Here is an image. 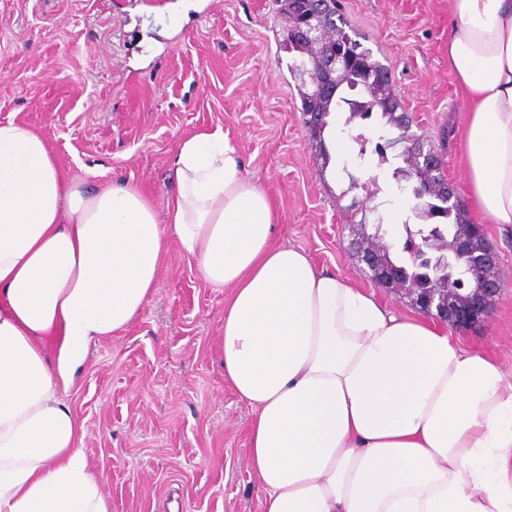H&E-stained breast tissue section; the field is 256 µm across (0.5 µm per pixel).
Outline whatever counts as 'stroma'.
I'll list each match as a JSON object with an SVG mask.
<instances>
[{
    "mask_svg": "<svg viewBox=\"0 0 512 512\" xmlns=\"http://www.w3.org/2000/svg\"><path fill=\"white\" fill-rule=\"evenodd\" d=\"M169 2L0 0V123L43 134L69 177L136 184L160 212L176 193L180 137L223 126L245 178L273 202L277 243L305 249L318 268L413 315L397 294L367 280L337 198L348 163L360 178L376 176L377 216L415 222L414 200L395 192V160L380 163L375 152L378 118L356 122L341 162L323 170L288 70V24L276 0H197L181 15ZM342 4L466 201L448 0ZM483 231L507 286L488 319L450 333L512 374V226ZM229 295L169 244L143 310L123 333L92 346L66 392L111 512H260L246 452L252 413L225 382L217 351Z\"/></svg>",
    "mask_w": 512,
    "mask_h": 512,
    "instance_id": "35a3bbf8",
    "label": "stroma"
}]
</instances>
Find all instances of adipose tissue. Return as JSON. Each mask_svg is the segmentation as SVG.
Masks as SVG:
<instances>
[{"instance_id": "1", "label": "adipose tissue", "mask_w": 512, "mask_h": 512, "mask_svg": "<svg viewBox=\"0 0 512 512\" xmlns=\"http://www.w3.org/2000/svg\"><path fill=\"white\" fill-rule=\"evenodd\" d=\"M468 199L512 225V0H452ZM158 215L139 186L71 183L0 123V512H110L61 397L150 298L169 243L232 287L224 377L253 410L261 512H512V378L430 317L399 314L277 245L223 127L180 139Z\"/></svg>"}]
</instances>
